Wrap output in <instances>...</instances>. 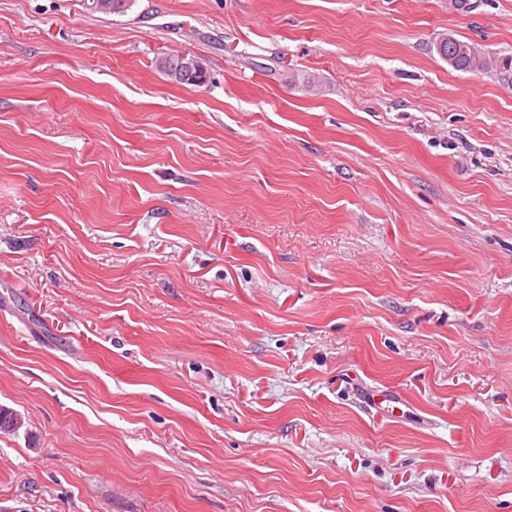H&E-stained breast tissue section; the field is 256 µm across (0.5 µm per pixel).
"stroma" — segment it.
I'll list each match as a JSON object with an SVG mask.
<instances>
[{
	"instance_id": "obj_1",
	"label": "stroma",
	"mask_w": 512,
	"mask_h": 512,
	"mask_svg": "<svg viewBox=\"0 0 512 512\" xmlns=\"http://www.w3.org/2000/svg\"><path fill=\"white\" fill-rule=\"evenodd\" d=\"M472 3L0 0V512H512V87L435 48L512 55ZM182 56L186 59L187 66L192 70H204L200 62L193 56L188 54H168L163 57H158L155 60V67L158 71L171 78L173 81L181 84L199 86L205 82V73L196 76V81L190 80L188 77V69L183 64Z\"/></svg>"
}]
</instances>
